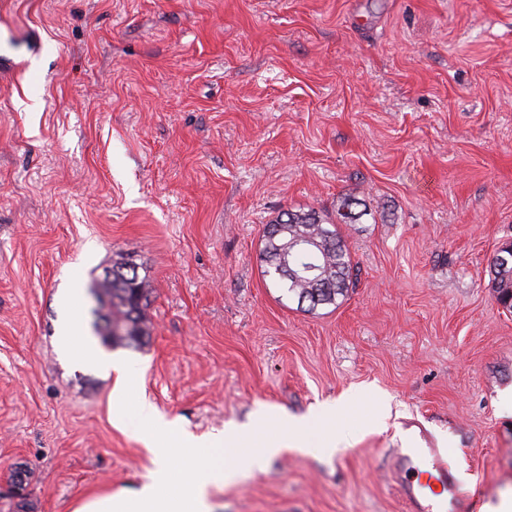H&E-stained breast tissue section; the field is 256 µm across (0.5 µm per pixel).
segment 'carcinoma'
Masks as SVG:
<instances>
[{"label": "carcinoma", "mask_w": 512, "mask_h": 512, "mask_svg": "<svg viewBox=\"0 0 512 512\" xmlns=\"http://www.w3.org/2000/svg\"><path fill=\"white\" fill-rule=\"evenodd\" d=\"M288 225V234H309L317 238L322 251L313 255L304 252L288 253V266H283L278 245L283 242L279 235L282 225ZM264 275L273 285L283 290L286 297L309 310L337 306L355 285L356 268L345 248L340 233L330 228V222L314 210L286 211L277 216L264 231ZM314 265L325 269L323 279L313 283L303 270ZM492 288L498 302L512 310V262L509 265L493 264ZM102 295L108 298L109 310L100 316L112 322V335L101 337V343L109 348L117 346L139 348L149 336L146 309L150 289L137 272H112V277L96 281Z\"/></svg>", "instance_id": "obj_1"}]
</instances>
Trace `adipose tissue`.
<instances>
[{
    "instance_id": "obj_1",
    "label": "adipose tissue",
    "mask_w": 512,
    "mask_h": 512,
    "mask_svg": "<svg viewBox=\"0 0 512 512\" xmlns=\"http://www.w3.org/2000/svg\"><path fill=\"white\" fill-rule=\"evenodd\" d=\"M351 404V398L339 399L309 421L262 413L246 434L226 430L196 435L162 415L149 399L139 397L136 431L151 460L143 482L133 491L87 496L73 512H213V490L263 472L283 443L309 454L333 452L336 422ZM273 425L287 432V440L268 437Z\"/></svg>"
}]
</instances>
